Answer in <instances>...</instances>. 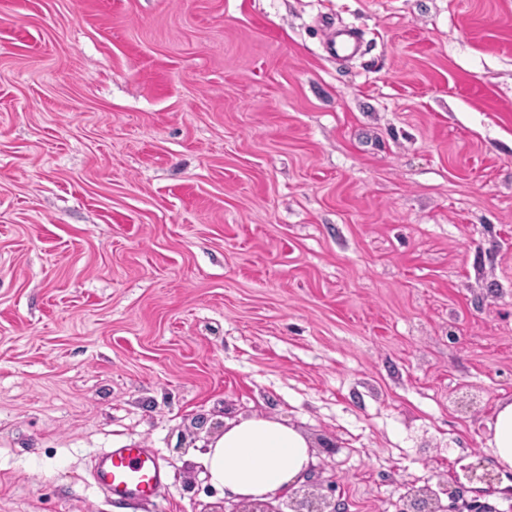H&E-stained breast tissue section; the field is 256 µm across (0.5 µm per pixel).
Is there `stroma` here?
<instances>
[{
  "instance_id": "obj_1",
  "label": "stroma",
  "mask_w": 512,
  "mask_h": 512,
  "mask_svg": "<svg viewBox=\"0 0 512 512\" xmlns=\"http://www.w3.org/2000/svg\"><path fill=\"white\" fill-rule=\"evenodd\" d=\"M511 400L512 0H0V512L225 505L255 416L344 512H512ZM358 48V36L354 30L341 29L330 39L326 52L333 57L343 58L353 55ZM491 429L493 436L490 444L498 463L512 468V401L498 407ZM92 477L112 499H151L165 482L155 451L123 446L107 448L96 455Z\"/></svg>"
}]
</instances>
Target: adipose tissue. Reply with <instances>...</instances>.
<instances>
[{
    "label": "adipose tissue",
    "mask_w": 512,
    "mask_h": 512,
    "mask_svg": "<svg viewBox=\"0 0 512 512\" xmlns=\"http://www.w3.org/2000/svg\"><path fill=\"white\" fill-rule=\"evenodd\" d=\"M213 486L234 500H268L296 486L313 457L307 437L272 418L225 426L201 454Z\"/></svg>",
    "instance_id": "adipose-tissue-1"
}]
</instances>
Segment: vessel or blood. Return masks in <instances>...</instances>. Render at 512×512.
<instances>
[{"mask_svg":"<svg viewBox=\"0 0 512 512\" xmlns=\"http://www.w3.org/2000/svg\"><path fill=\"white\" fill-rule=\"evenodd\" d=\"M358 48L354 30L341 29L330 39L326 51L343 58ZM96 485L114 499L147 500L155 497L165 482L158 454L148 448H108L96 455L92 466Z\"/></svg>","mask_w":512,"mask_h":512,"instance_id":"obj_1","label":"vessel or blood"}]
</instances>
